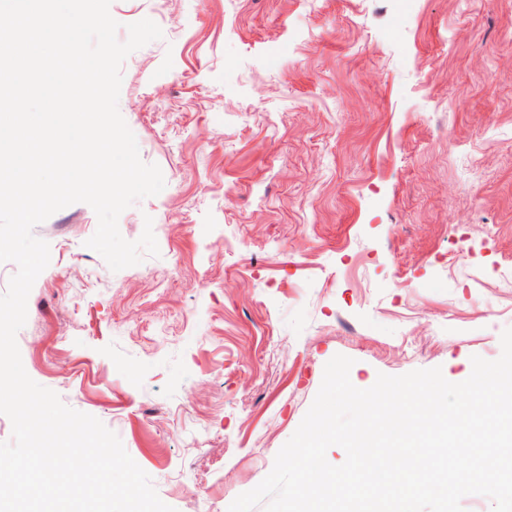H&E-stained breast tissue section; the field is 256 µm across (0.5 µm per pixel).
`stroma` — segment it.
Listing matches in <instances>:
<instances>
[{
	"mask_svg": "<svg viewBox=\"0 0 512 512\" xmlns=\"http://www.w3.org/2000/svg\"><path fill=\"white\" fill-rule=\"evenodd\" d=\"M119 111L165 187L119 218L159 254L112 271L93 209L50 263L23 366L121 439L175 512H227L312 404L471 372L512 327V0H112Z\"/></svg>",
	"mask_w": 512,
	"mask_h": 512,
	"instance_id": "35a3bbf8",
	"label": "stroma"
}]
</instances>
